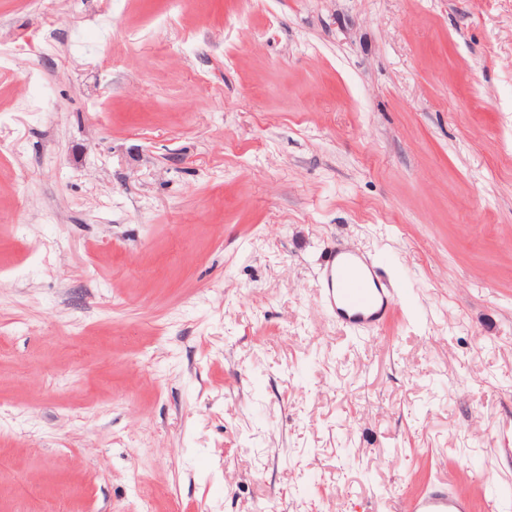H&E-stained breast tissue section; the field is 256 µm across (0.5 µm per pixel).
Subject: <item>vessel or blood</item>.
Returning <instances> with one entry per match:
<instances>
[{
  "mask_svg": "<svg viewBox=\"0 0 512 512\" xmlns=\"http://www.w3.org/2000/svg\"><path fill=\"white\" fill-rule=\"evenodd\" d=\"M321 278L325 307L350 328L379 325L395 302L394 291L385 287L379 269L346 245L324 254ZM472 507L467 487L452 488L438 480L409 499L406 512H472Z\"/></svg>",
  "mask_w": 512,
  "mask_h": 512,
  "instance_id": "b4317fda",
  "label": "vessel or blood"
}]
</instances>
